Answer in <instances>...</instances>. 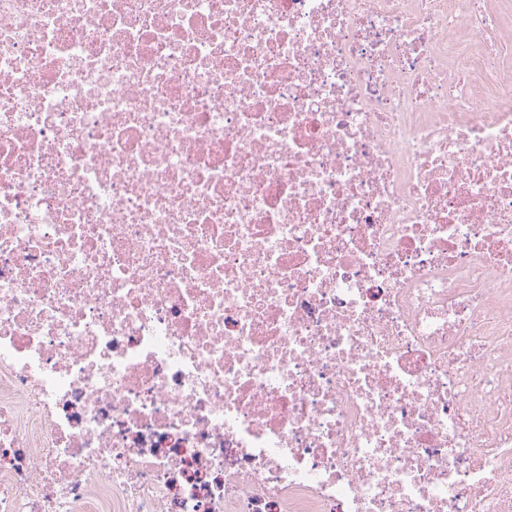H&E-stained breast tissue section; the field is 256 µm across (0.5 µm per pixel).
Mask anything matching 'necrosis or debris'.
Masks as SVG:
<instances>
[{"mask_svg":"<svg viewBox=\"0 0 512 512\" xmlns=\"http://www.w3.org/2000/svg\"><path fill=\"white\" fill-rule=\"evenodd\" d=\"M0 512H512V0H0Z\"/></svg>","mask_w":512,"mask_h":512,"instance_id":"necrosis-or-debris-1","label":"necrosis or debris"}]
</instances>
